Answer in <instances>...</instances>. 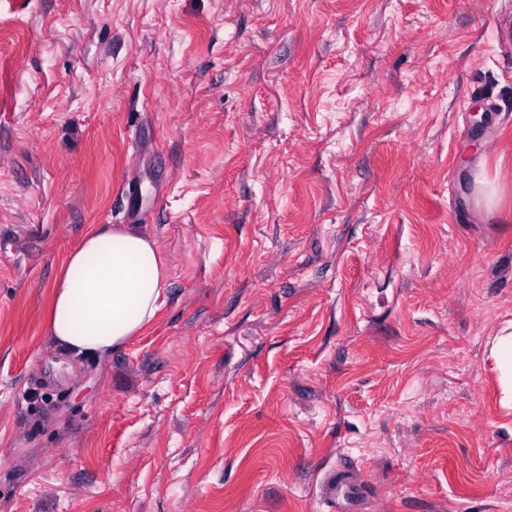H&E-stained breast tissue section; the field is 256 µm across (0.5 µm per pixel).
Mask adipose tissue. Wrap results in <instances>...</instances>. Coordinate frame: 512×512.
<instances>
[{"mask_svg":"<svg viewBox=\"0 0 512 512\" xmlns=\"http://www.w3.org/2000/svg\"><path fill=\"white\" fill-rule=\"evenodd\" d=\"M166 279V262L150 236L128 226L99 227L60 267L46 330L72 357L110 352L155 320Z\"/></svg>","mask_w":512,"mask_h":512,"instance_id":"ef3b65f1","label":"adipose tissue"}]
</instances>
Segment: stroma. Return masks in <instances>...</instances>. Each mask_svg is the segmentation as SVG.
<instances>
[{
  "label": "stroma",
  "instance_id": "35a3bbf8",
  "mask_svg": "<svg viewBox=\"0 0 512 512\" xmlns=\"http://www.w3.org/2000/svg\"><path fill=\"white\" fill-rule=\"evenodd\" d=\"M512 0H0V512H512ZM155 322L45 325L93 228ZM167 265L147 234L102 226L59 269L45 327L74 358L104 355L138 336L165 303Z\"/></svg>",
  "mask_w": 512,
  "mask_h": 512
}]
</instances>
